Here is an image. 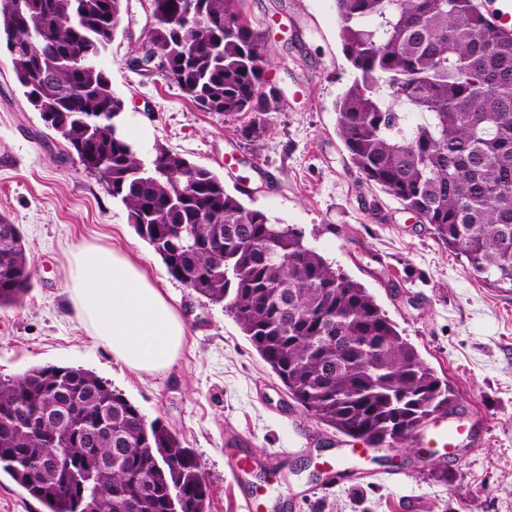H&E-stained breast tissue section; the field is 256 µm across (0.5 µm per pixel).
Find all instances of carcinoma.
I'll use <instances>...</instances> for the list:
<instances>
[{"instance_id":"1","label":"carcinoma","mask_w":512,"mask_h":512,"mask_svg":"<svg viewBox=\"0 0 512 512\" xmlns=\"http://www.w3.org/2000/svg\"><path fill=\"white\" fill-rule=\"evenodd\" d=\"M239 0H152L150 47L163 75L201 108L251 114L260 138L280 110L266 89L264 35ZM354 74L337 131L364 179L419 214L495 288L512 290V29L477 0H334ZM193 10L187 14V10ZM123 0H0V42L17 82L83 167L120 201L169 274L226 311L320 423L379 446L405 441L451 391L374 296L304 235L248 207L250 193L181 154L145 162L119 127L124 102L99 65ZM31 271L19 227L0 216V308ZM65 413V429L42 424ZM50 448L61 465L42 467ZM112 457V467L100 465ZM43 512H206L208 485L178 436L95 372L0 374V473Z\"/></svg>"}]
</instances>
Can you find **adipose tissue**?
I'll return each instance as SVG.
<instances>
[{"mask_svg": "<svg viewBox=\"0 0 512 512\" xmlns=\"http://www.w3.org/2000/svg\"><path fill=\"white\" fill-rule=\"evenodd\" d=\"M70 297L78 320L135 371L167 369L186 342V324L166 293L123 252L76 246Z\"/></svg>", "mask_w": 512, "mask_h": 512, "instance_id": "obj_1", "label": "adipose tissue"}]
</instances>
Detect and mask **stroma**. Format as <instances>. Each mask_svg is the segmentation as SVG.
Returning <instances> with one entry per match:
<instances>
[{"instance_id": "1", "label": "stroma", "mask_w": 512, "mask_h": 512, "mask_svg": "<svg viewBox=\"0 0 512 512\" xmlns=\"http://www.w3.org/2000/svg\"><path fill=\"white\" fill-rule=\"evenodd\" d=\"M270 50L265 78L282 108L264 137L247 116L199 108L157 72L136 71L150 0H128L101 68L124 100L125 130L144 156L183 154L249 191V207L300 229L361 283L453 393L471 436L455 464L406 441L336 459L358 442L303 411L224 305L186 288L27 102L0 53V214L18 224L31 287L0 308V373L35 366L95 372L190 448L209 485L206 512H512V293L490 287L430 225L364 180L337 133L335 103L352 79L333 0H241ZM90 242L139 260L181 312L188 341L154 374L115 360L78 321L69 255Z\"/></svg>"}]
</instances>
